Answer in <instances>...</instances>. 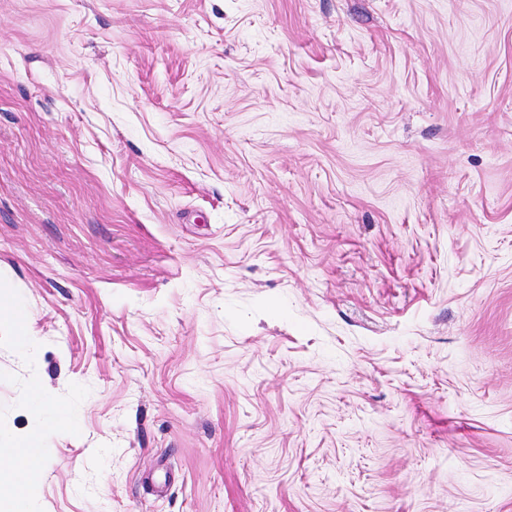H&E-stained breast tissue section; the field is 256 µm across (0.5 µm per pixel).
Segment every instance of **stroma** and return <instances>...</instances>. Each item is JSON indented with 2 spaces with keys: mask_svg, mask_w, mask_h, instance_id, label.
<instances>
[{
  "mask_svg": "<svg viewBox=\"0 0 512 512\" xmlns=\"http://www.w3.org/2000/svg\"><path fill=\"white\" fill-rule=\"evenodd\" d=\"M0 289L34 512H512V0H0Z\"/></svg>",
  "mask_w": 512,
  "mask_h": 512,
  "instance_id": "stroma-1",
  "label": "stroma"
}]
</instances>
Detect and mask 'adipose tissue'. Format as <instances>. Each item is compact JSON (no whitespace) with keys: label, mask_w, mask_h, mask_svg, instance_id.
<instances>
[{"label":"adipose tissue","mask_w":512,"mask_h":512,"mask_svg":"<svg viewBox=\"0 0 512 512\" xmlns=\"http://www.w3.org/2000/svg\"><path fill=\"white\" fill-rule=\"evenodd\" d=\"M43 437L38 430L13 438L11 447L0 448V499L8 512H32L36 479L29 475L32 462L41 460Z\"/></svg>","instance_id":"obj_1"}]
</instances>
